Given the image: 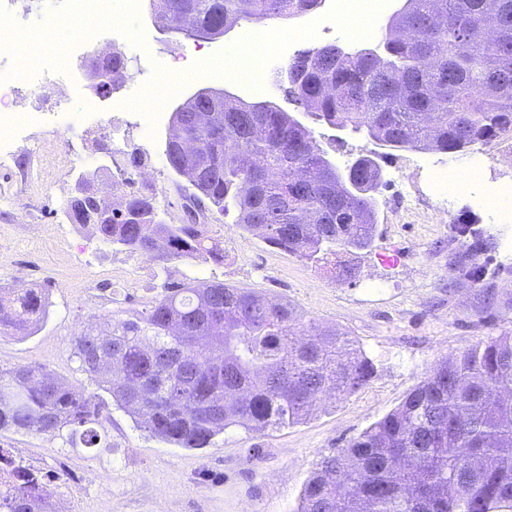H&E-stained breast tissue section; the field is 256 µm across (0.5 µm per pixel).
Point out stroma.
Segmentation results:
<instances>
[{
  "label": "stroma",
  "instance_id": "1",
  "mask_svg": "<svg viewBox=\"0 0 512 512\" xmlns=\"http://www.w3.org/2000/svg\"><path fill=\"white\" fill-rule=\"evenodd\" d=\"M376 2L375 21L360 27L343 17L344 10L358 8L359 0H323L313 12L268 21L267 29L286 37L270 53L272 75L255 83L224 69L225 58L243 37L242 27L214 40L185 43L158 32L150 0H106L113 20L98 21L81 53L89 55L111 42L113 23L122 24L130 44L128 77L107 100L92 93L83 71L66 83L73 115L99 113L102 127L66 133L49 121L32 126L15 162L26 164L31 148H39L37 178L23 181L14 168H0V288L29 274L32 287L45 289L49 300V315L35 333L0 337V369L40 364L76 391L97 393L72 354L73 336L104 319L148 310L161 292L156 260L141 264L139 254L106 247L63 219L67 197L56 192L57 180L93 166L101 145H111L117 168L103 177L101 193L111 194L113 183L131 179V192L154 194L167 221L182 223L181 180L162 154L173 105L193 89L212 87L250 103L270 100L284 111H297L276 70L297 52L318 46H375L382 26L404 0ZM77 34L74 28L37 29L10 51L22 57L38 48L43 57L57 58ZM312 130L343 166L375 148L357 134L321 124ZM508 150L512 138L504 137L453 156L401 151L385 159L388 181L379 195L373 246L339 256L341 263L355 267L351 279L271 246L230 215L209 218L202 227L203 234L223 237V263H169V281L196 277L255 288L291 303L306 318L348 333L376 366L358 393L327 405L306 423L269 433L232 428L198 450L164 444L114 407L100 418V447L73 448L58 437L10 430L0 431V448L32 469L55 475L56 512H296L317 460L393 410L442 358L512 333V218L492 220L483 200L484 187L512 186V166L500 160ZM436 169L452 175L443 186L447 224L434 223L430 208H399L404 182L432 192ZM468 223L499 242L497 250L477 257L483 271L478 281L457 278L451 266L461 246L456 227ZM29 224L49 225L53 239L29 238ZM29 261L35 273L27 272Z\"/></svg>",
  "mask_w": 512,
  "mask_h": 512
}]
</instances>
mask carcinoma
<instances>
[{
  "mask_svg": "<svg viewBox=\"0 0 512 512\" xmlns=\"http://www.w3.org/2000/svg\"><path fill=\"white\" fill-rule=\"evenodd\" d=\"M323 0H154L176 30L218 38L242 22L290 18ZM378 50L324 45L282 71L308 119L366 135L387 150L456 154L512 136V0H405ZM172 159L200 211L235 223L314 263L369 249L378 231L377 170L354 166L373 193L339 187L310 127L274 106L236 97L188 101L170 124ZM99 241L171 261H224V240L170 224L152 195L127 206L84 191ZM456 267L478 280L475 257L494 236L470 224ZM48 316L39 288H0V336L31 334ZM81 371L139 428L178 448L201 449L224 430L274 432L306 422L324 399L359 392L375 367L341 329L253 288L189 279L164 283L151 308L108 319L72 339ZM108 358L112 379L93 365ZM105 401L40 365L0 369V431L63 437L96 448ZM39 472L0 448V512H54ZM296 512H512V335L440 360L401 403L345 447L322 457Z\"/></svg>",
  "mask_w": 512,
  "mask_h": 512,
  "instance_id": "1",
  "label": "carcinoma"
}]
</instances>
